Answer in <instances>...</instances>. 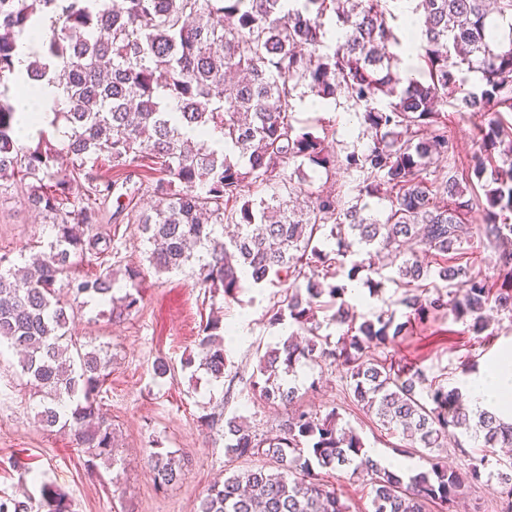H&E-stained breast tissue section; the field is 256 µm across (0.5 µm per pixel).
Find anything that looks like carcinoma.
Returning <instances> with one entry per match:
<instances>
[{
    "label": "carcinoma",
    "instance_id": "1",
    "mask_svg": "<svg viewBox=\"0 0 512 512\" xmlns=\"http://www.w3.org/2000/svg\"><path fill=\"white\" fill-rule=\"evenodd\" d=\"M488 0H418L420 31L408 34L425 68L412 78L393 48L401 44L379 0H0V189L7 182L29 191L35 210L52 219L54 235L18 271L0 257V345L17 355L20 374L43 396L41 424L71 431L94 473L112 459V424L100 413L108 379L103 349H87L69 336L71 302L116 304L121 311L139 299H117L105 258L112 252L87 230L98 223L99 201L117 181L86 170L105 156L121 171L147 156L162 174L146 185L154 202L129 222L155 245L149 262L158 274L197 267L201 286L230 296L241 284L274 275L288 280V296L273 310L272 324L287 323L305 334L289 337L260 356L251 381L263 401L288 410L280 432L256 438L239 417H201V425L224 440L225 454L264 457L274 469L234 471L210 485L197 512H349L340 489L322 472L347 470L371 486L372 512H428L452 505L466 485L495 478L504 485L501 512H512V460L496 449L512 447V422L494 412L473 411L457 389L427 382L388 354H376L406 335L411 320L453 312L477 336L490 326L486 311L512 319V127L498 118L512 112V0H495L509 20L511 46L496 45L489 30ZM335 15L341 34L327 40L324 19ZM38 24L45 52L29 62L30 76L62 89L67 140H44L25 149L14 139L17 37ZM476 74L480 90L469 87ZM458 112L496 115L478 127L479 151L466 166L448 130L436 125L448 89ZM343 97L358 110L371 143L343 160L330 146L336 130L316 136L293 123L294 100ZM218 130L224 150L186 130ZM73 159L69 172L55 170L59 151ZM448 159V171L431 178V167ZM292 172H287L289 163ZM341 167L349 178L345 200L332 192L308 194L304 166ZM275 184L284 194L256 197L253 188ZM487 202L486 223L466 222ZM386 201L381 209L366 199ZM233 207H227L228 202ZM236 234L224 240V224ZM479 237L499 249L494 279L466 260L432 269L418 253L445 257ZM388 251L385 280L404 289L396 311L357 322L351 303L355 282L369 291L381 282L374 253ZM99 260L96 273L80 268ZM322 268L324 273L314 272ZM370 276L359 280V273ZM442 284L429 286L425 280ZM331 312L336 345L320 334L317 311ZM197 357L185 369L224 378L223 318H208ZM330 360L340 366L355 400L387 429H399L411 448H423L429 468L407 477L382 466L363 439L325 414L297 406L299 389L289 377L297 366ZM452 438L480 448L464 472L431 455ZM148 465L154 484L181 481L176 455L153 448ZM37 496H0V512H72L67 495L33 478Z\"/></svg>",
    "mask_w": 512,
    "mask_h": 512
}]
</instances>
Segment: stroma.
Returning a JSON list of instances; mask_svg holds the SVG:
<instances>
[{"label": "stroma", "instance_id": "stroma-1", "mask_svg": "<svg viewBox=\"0 0 512 512\" xmlns=\"http://www.w3.org/2000/svg\"><path fill=\"white\" fill-rule=\"evenodd\" d=\"M299 126L320 132L322 123L334 124L333 144L338 157L363 149L368 141L356 110L344 98L312 110L307 100H295ZM441 120L448 127L456 155L469 160L477 150L475 131L487 123L484 113H460L444 106ZM149 194L109 198L102 205L96 233L111 238V264L116 282L128 288L126 268H137L140 301L129 315L115 319L109 306L95 302L84 306L71 320L73 337L104 347L112 359L103 411L114 432L111 470L88 473L85 455L68 431L44 430L36 413L41 399L35 387L14 370L11 350L0 351V495L32 489L39 475L67 493L73 512H195L199 493L225 472L263 465L260 457L236 459L223 446L212 445L199 425L201 416L223 410L225 417L240 416L258 434L278 430L284 409L273 408L249 385L258 358L288 337V326H271L269 311L283 301L284 283L272 280L244 285L230 297L210 298L190 272L157 275L147 260L143 243L117 206L128 211L149 206ZM48 218L31 208L18 191L0 194V256L21 263L32 246L47 242ZM224 321L236 328L224 339L228 364L221 381L204 370H184L185 358L196 354L199 330L216 308ZM490 340L475 336L467 323L454 315H437L413 321L409 333L389 346L401 364L421 369L446 388H466L499 356L512 350V320L495 315ZM165 360L171 367L163 378L154 366ZM297 386L302 408L337 409L342 425L353 428L380 461L403 456L416 470L427 463L423 452L409 448L400 432L384 429L364 413L346 390L344 373L337 365L322 363L299 368ZM164 448L179 456L186 471L184 481L157 489L147 464V451Z\"/></svg>", "mask_w": 512, "mask_h": 512}]
</instances>
